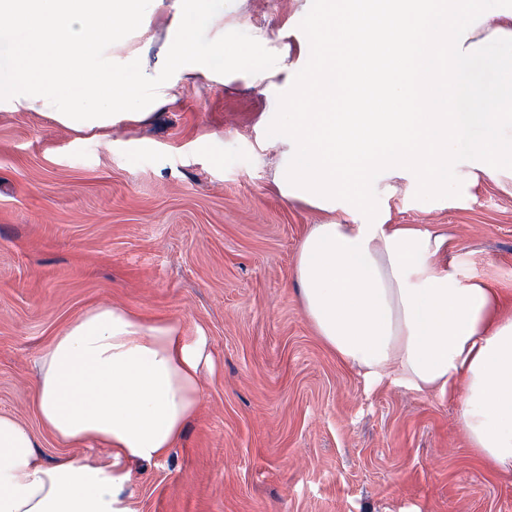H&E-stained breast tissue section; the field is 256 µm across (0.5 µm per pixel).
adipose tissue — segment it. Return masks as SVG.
I'll list each match as a JSON object with an SVG mask.
<instances>
[{
	"mask_svg": "<svg viewBox=\"0 0 512 512\" xmlns=\"http://www.w3.org/2000/svg\"><path fill=\"white\" fill-rule=\"evenodd\" d=\"M155 11L168 14L171 38L152 64L129 42ZM216 18V0H0V44L11 46L0 53V109L95 137L147 120L184 73L222 77L234 49L220 35L194 36ZM309 29L316 65L289 72L288 92L317 95L321 109L287 113L267 130L287 146L281 191L345 215L312 225L300 242L305 316L370 378L390 374L417 391L462 386L473 450L512 470V316L440 260L442 236L365 219L361 207L378 178H460L454 148L474 117L487 137L471 171L512 177V138L496 109L512 103V83L487 90L474 79L488 39L512 42V8L489 18L466 0H328ZM205 345L116 305L70 323L39 358L35 405L76 453L46 464L28 427L0 413V512H132L128 465L161 459L196 414ZM93 445L110 448L108 465L81 456Z\"/></svg>",
	"mask_w": 512,
	"mask_h": 512,
	"instance_id": "adipose-tissue-1",
	"label": "adipose tissue"
}]
</instances>
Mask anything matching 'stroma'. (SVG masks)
Here are the masks:
<instances>
[{"label": "stroma", "instance_id": "stroma-1", "mask_svg": "<svg viewBox=\"0 0 512 512\" xmlns=\"http://www.w3.org/2000/svg\"><path fill=\"white\" fill-rule=\"evenodd\" d=\"M320 5L221 0L237 52L223 81L183 76L149 121L109 138L0 112V412L48 463L69 456L37 415L39 356L86 310L118 304L206 336L210 357L183 435L129 465L133 512H512V472L470 447L461 392L370 382L303 312L299 243L344 214L281 193L266 127L296 104L252 55L311 71L299 47ZM364 202L446 236L443 260L512 312V179L441 192L415 177Z\"/></svg>", "mask_w": 512, "mask_h": 512}]
</instances>
